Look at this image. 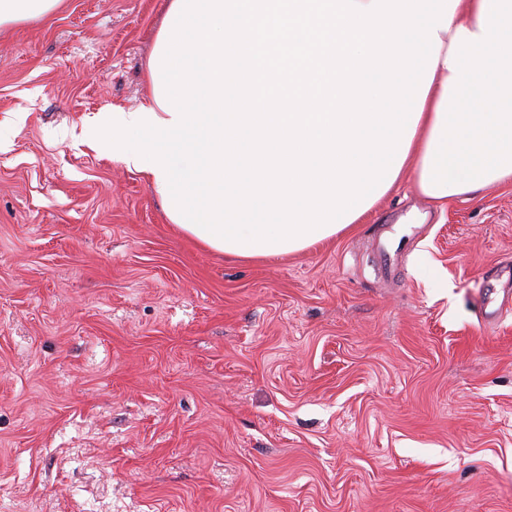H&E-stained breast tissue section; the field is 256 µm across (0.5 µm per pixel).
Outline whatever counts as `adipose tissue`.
Here are the masks:
<instances>
[{"label":"adipose tissue","instance_id":"obj_1","mask_svg":"<svg viewBox=\"0 0 512 512\" xmlns=\"http://www.w3.org/2000/svg\"><path fill=\"white\" fill-rule=\"evenodd\" d=\"M400 173L437 206L512 179V0H459Z\"/></svg>","mask_w":512,"mask_h":512}]
</instances>
